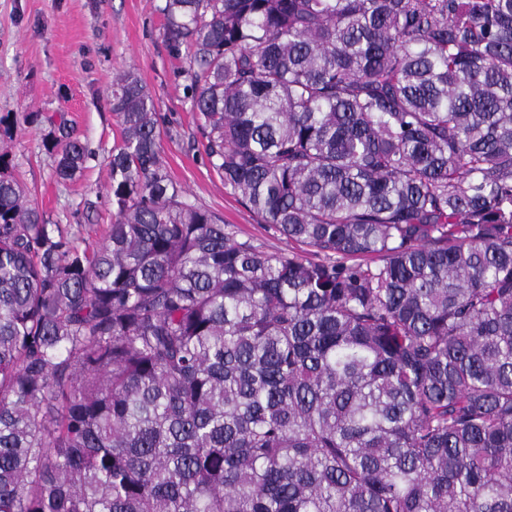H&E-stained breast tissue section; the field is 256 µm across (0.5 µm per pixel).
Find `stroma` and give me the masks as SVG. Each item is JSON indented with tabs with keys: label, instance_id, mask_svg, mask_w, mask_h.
I'll use <instances>...</instances> for the list:
<instances>
[{
	"label": "stroma",
	"instance_id": "35a3bbf8",
	"mask_svg": "<svg viewBox=\"0 0 512 512\" xmlns=\"http://www.w3.org/2000/svg\"><path fill=\"white\" fill-rule=\"evenodd\" d=\"M160 0H0V151L46 223L70 228L80 246L101 242L112 222L108 160L120 140L112 81L134 72L160 115L161 150L187 198L221 216L238 238L268 251L290 245L246 209L210 166L180 76L187 56L167 47ZM87 149L75 179L60 180L48 138Z\"/></svg>",
	"mask_w": 512,
	"mask_h": 512
}]
</instances>
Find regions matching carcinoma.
I'll use <instances>...</instances> for the list:
<instances>
[{
	"label": "carcinoma",
	"mask_w": 512,
	"mask_h": 512,
	"mask_svg": "<svg viewBox=\"0 0 512 512\" xmlns=\"http://www.w3.org/2000/svg\"><path fill=\"white\" fill-rule=\"evenodd\" d=\"M158 10L209 164L301 252L187 200L133 72L98 247L0 154V512H512V0Z\"/></svg>",
	"instance_id": "cac0c4a2"
}]
</instances>
